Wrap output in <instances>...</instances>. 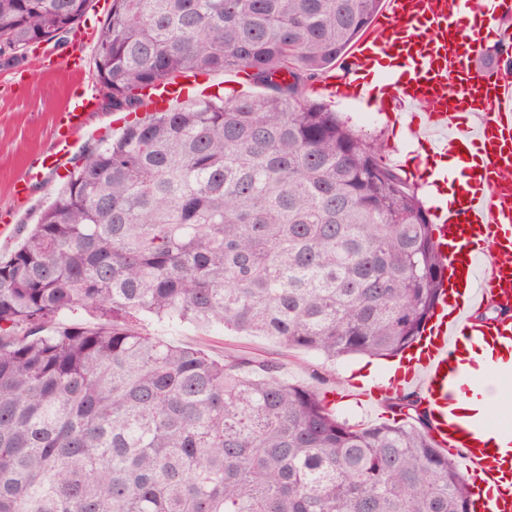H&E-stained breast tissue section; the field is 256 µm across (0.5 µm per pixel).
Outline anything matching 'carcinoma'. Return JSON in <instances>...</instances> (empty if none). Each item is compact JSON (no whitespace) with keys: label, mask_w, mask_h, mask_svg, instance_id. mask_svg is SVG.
Returning a JSON list of instances; mask_svg holds the SVG:
<instances>
[{"label":"carcinoma","mask_w":512,"mask_h":512,"mask_svg":"<svg viewBox=\"0 0 512 512\" xmlns=\"http://www.w3.org/2000/svg\"><path fill=\"white\" fill-rule=\"evenodd\" d=\"M383 0H112L94 68L135 118L83 154L0 256V512H471L421 400L353 423L275 360L147 325L267 336L328 360L423 336L448 260L399 173L304 97ZM89 0H0V57ZM234 73L266 89L141 112ZM193 84L187 83H176L167 84L162 86L155 94L151 97V105L154 108L166 109L170 102L178 97L183 100L188 94H193Z\"/></svg>","instance_id":"cac0c4a2"}]
</instances>
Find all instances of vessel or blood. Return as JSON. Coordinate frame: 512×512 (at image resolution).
Masks as SVG:
<instances>
[{"instance_id": "vessel-or-blood-1", "label": "vessel or blood", "mask_w": 512, "mask_h": 512, "mask_svg": "<svg viewBox=\"0 0 512 512\" xmlns=\"http://www.w3.org/2000/svg\"><path fill=\"white\" fill-rule=\"evenodd\" d=\"M512 14V0H386L382 24L391 39L372 35L354 49L344 75L321 87L328 97H366L411 139L425 142L431 156L455 155L461 163L451 181L459 206L432 209L435 240L449 271H461L468 296L440 299L425 329L427 344L400 377L375 387L357 385L358 398L417 391L431 414L432 435L458 454L477 487L474 512H512V479L503 464L467 445L471 423L456 414L459 380L466 367L457 356L461 338L484 343L505 335L501 319L479 322L473 309L488 305L512 309V69L496 76L481 73L477 56L496 38L498 21ZM394 60L384 68V60ZM193 85L167 84L151 97L152 107L167 108L193 93ZM94 87L67 101L57 114L48 150L26 163L14 186L27 198L29 185L43 175L65 170L90 129Z\"/></svg>"}]
</instances>
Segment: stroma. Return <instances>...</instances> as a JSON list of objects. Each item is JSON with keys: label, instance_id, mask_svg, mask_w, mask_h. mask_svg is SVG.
<instances>
[{"label": "stroma", "instance_id": "1", "mask_svg": "<svg viewBox=\"0 0 512 512\" xmlns=\"http://www.w3.org/2000/svg\"><path fill=\"white\" fill-rule=\"evenodd\" d=\"M72 42V37L68 36L59 43L31 51L27 59L0 60V213L13 214L16 226L12 240L0 241L1 254L14 250L17 241L37 223L44 208L63 189L62 182L50 176L31 189L26 202L16 203L13 197V185L22 175L27 159L49 146L56 115L65 101L81 93L84 85L95 81L93 59L89 56L84 59L82 80L69 76L62 58ZM305 96L327 103L366 141L384 144V162L408 178L425 207L433 206L434 196L428 183L409 175L410 161L421 152L417 142L402 138L397 128L366 102L342 97L329 100L313 88L308 89ZM170 336L178 343L201 348L215 358L236 355L276 360L282 366L284 378L291 383H315L317 374L332 369L336 372L337 383L342 385L348 371L363 361L362 356L353 355L331 364L262 336H237L220 329L203 331L190 325L171 331Z\"/></svg>", "mask_w": 512, "mask_h": 512}]
</instances>
